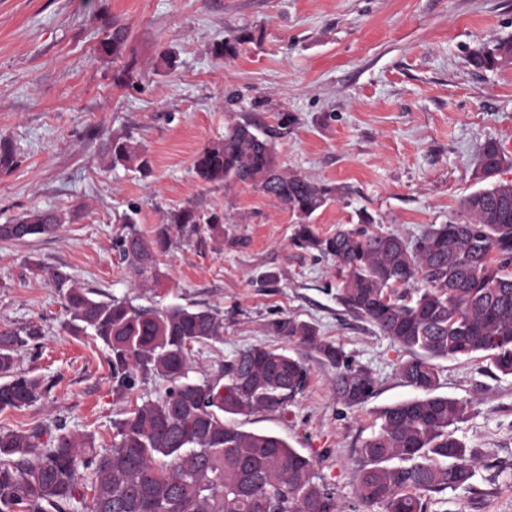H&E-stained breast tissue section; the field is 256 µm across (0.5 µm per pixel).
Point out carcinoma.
<instances>
[{
    "mask_svg": "<svg viewBox=\"0 0 512 512\" xmlns=\"http://www.w3.org/2000/svg\"><path fill=\"white\" fill-rule=\"evenodd\" d=\"M127 39V28L116 25L100 49L120 57ZM248 42L250 35L241 32L215 44L213 54L233 58ZM511 61L512 39L472 57L478 69ZM104 154L113 168L151 173L146 151L128 136L108 139ZM511 166L512 155L499 142L486 141L475 169L489 185L463 198L462 222L432 224L410 242L351 229L319 236L309 219L333 199V189L283 169L272 136L250 120L229 124L223 137L196 155L201 181L226 188L248 184L295 214V246L336 260L343 275L338 304L411 352L399 375L421 395L382 410L379 430L358 449L355 496L366 507L427 512V496L469 486L484 464L485 455L454 436L470 402L435 394V361L480 357L512 375V183L492 181ZM136 214L132 208L126 215L129 229L115 250L144 284L159 283L158 257L173 232L214 235L222 229L219 215L204 219L182 208L147 237L135 228ZM62 223L54 211L27 210L0 224V240L51 235ZM35 268L63 300V329L91 334L108 350L116 397L153 377L170 386L115 422L112 445L103 451L96 450L93 435L77 438L63 425L0 429V512H75L84 502L87 474L94 482L87 512H343L311 458L277 436L224 423L226 413L275 410L302 392L308 382L302 360L283 348L255 345L225 360L220 378L192 382L190 345L223 339L219 310L97 299V291L68 273L39 263ZM268 331L314 351L334 372L332 390L347 407H359L373 394L370 371L324 339L316 324L283 316L271 320ZM41 336L42 328L30 324L0 331V411L31 406L52 390V381L15 367L16 353Z\"/></svg>",
    "mask_w": 512,
    "mask_h": 512,
    "instance_id": "obj_1",
    "label": "carcinoma"
}]
</instances>
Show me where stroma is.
Returning a JSON list of instances; mask_svg holds the SVG:
<instances>
[{
    "label": "stroma",
    "instance_id": "1",
    "mask_svg": "<svg viewBox=\"0 0 512 512\" xmlns=\"http://www.w3.org/2000/svg\"><path fill=\"white\" fill-rule=\"evenodd\" d=\"M113 23L129 33L120 58L99 49ZM242 30L254 39L237 57L213 55L215 42ZM510 38L512 0H0V138L15 152L14 165L0 167V224L34 208L64 218L57 234L0 240V331L41 325L16 367L54 383L47 399L0 411V428L60 418L107 448L114 422L168 386L151 378L116 398L103 343L63 331L62 300L34 263L137 305L222 311L223 341L191 346L193 382L217 378L241 350L275 344L269 322L290 316L369 369L373 396L348 408L331 368L291 344L307 388L276 410L224 421L311 457L346 512H381L354 496L356 450L383 409L416 397L398 372L408 352L337 303L336 263L294 246L296 215L251 186L202 182L192 162L229 123L252 120L276 131L284 169L334 188L310 219L320 235L343 227L416 239L461 221L462 199L479 187L481 147L512 140V64L471 61ZM166 50L177 57L169 72L158 64ZM129 60L135 82L126 85L116 76ZM285 115L295 122L283 130ZM121 134L147 151L149 177L108 167L103 145ZM186 207L225 215L219 238L172 237L160 284L132 287L113 248L125 215L149 236ZM439 366L438 395L471 403L455 435L487 464L470 487L432 495L428 512H512V376L479 358Z\"/></svg>",
    "mask_w": 512,
    "mask_h": 512
}]
</instances>
